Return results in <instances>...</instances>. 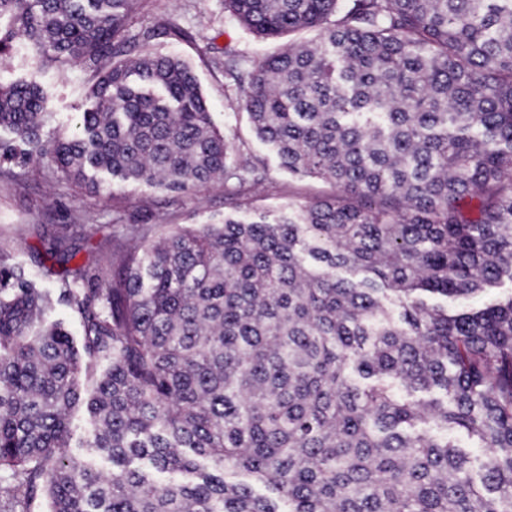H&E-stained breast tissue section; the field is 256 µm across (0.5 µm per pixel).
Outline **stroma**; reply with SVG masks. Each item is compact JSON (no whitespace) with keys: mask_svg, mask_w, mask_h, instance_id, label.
Listing matches in <instances>:
<instances>
[{"mask_svg":"<svg viewBox=\"0 0 512 512\" xmlns=\"http://www.w3.org/2000/svg\"><path fill=\"white\" fill-rule=\"evenodd\" d=\"M120 40L130 57L153 51L183 59L210 104L217 128L236 134L238 160H261L267 177L249 188L250 205L242 209L235 188L221 183L170 193L144 183L117 182L96 191L64 177L47 157L37 163L2 162L0 255L24 266L38 285L55 284L33 256L34 249L55 234L67 235L79 247V260H98L114 246L137 247L136 228L141 224H219L228 214L247 218L331 193V185L297 177L283 168L238 107L241 91L224 79L226 53L257 63L280 44L258 39L229 20L224 0H139L125 21ZM112 62V56L105 54L94 63L77 60L61 66L41 60L36 47L20 37L6 59L0 60V82L8 84L37 73L47 94L50 118L44 139L50 142L74 130L81 113L91 106L92 88Z\"/></svg>","mask_w":512,"mask_h":512,"instance_id":"obj_1","label":"stroma"}]
</instances>
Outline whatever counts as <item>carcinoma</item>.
Segmentation results:
<instances>
[{"instance_id":"obj_1","label":"carcinoma","mask_w":512,"mask_h":512,"mask_svg":"<svg viewBox=\"0 0 512 512\" xmlns=\"http://www.w3.org/2000/svg\"><path fill=\"white\" fill-rule=\"evenodd\" d=\"M224 0L267 39L225 53L256 136L331 197L279 216L166 224L101 262L58 236V297L0 256V469L47 512H512V0ZM138 0H0V33L63 65L118 60L48 148L36 78L0 85V159L67 177L238 194L263 180L192 69L110 46ZM81 318L76 346L49 320ZM105 365L90 392L83 360ZM83 403L92 458L69 452ZM462 433L485 454L475 477ZM512 291V282L505 280L501 287L494 288L491 291L480 296L469 299H437V302L448 309V313H455L462 309L479 308L490 303L496 302L504 294Z\"/></svg>"}]
</instances>
